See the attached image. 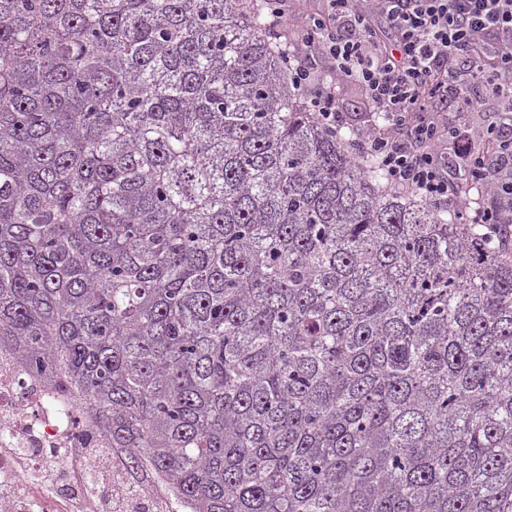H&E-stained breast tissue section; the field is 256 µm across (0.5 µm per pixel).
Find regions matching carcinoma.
<instances>
[{"mask_svg":"<svg viewBox=\"0 0 512 512\" xmlns=\"http://www.w3.org/2000/svg\"><path fill=\"white\" fill-rule=\"evenodd\" d=\"M291 61L260 0H0V344L190 512H512V227Z\"/></svg>","mask_w":512,"mask_h":512,"instance_id":"1","label":"carcinoma"}]
</instances>
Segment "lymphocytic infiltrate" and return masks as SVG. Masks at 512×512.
<instances>
[{"instance_id":"f902f5d3","label":"lymphocytic infiltrate","mask_w":512,"mask_h":512,"mask_svg":"<svg viewBox=\"0 0 512 512\" xmlns=\"http://www.w3.org/2000/svg\"><path fill=\"white\" fill-rule=\"evenodd\" d=\"M295 43L291 88L310 95L319 122L341 127L346 118L335 87L309 64L316 55L386 115L387 126L355 141L393 186L452 202L484 224H512V0H323ZM435 100L484 113L482 136L457 124L441 149ZM459 164L480 173L486 201L474 206L458 193Z\"/></svg>"}]
</instances>
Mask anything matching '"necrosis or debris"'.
Here are the masks:
<instances>
[{"mask_svg": "<svg viewBox=\"0 0 512 512\" xmlns=\"http://www.w3.org/2000/svg\"><path fill=\"white\" fill-rule=\"evenodd\" d=\"M50 456L64 487L38 483L35 469ZM102 458L117 480L119 512H187L150 469L126 470L123 449L104 437L82 395L50 391L12 347L0 345V479L34 483L25 512H103L84 487L88 470Z\"/></svg>", "mask_w": 512, "mask_h": 512, "instance_id": "obj_1", "label": "necrosis or debris"}]
</instances>
